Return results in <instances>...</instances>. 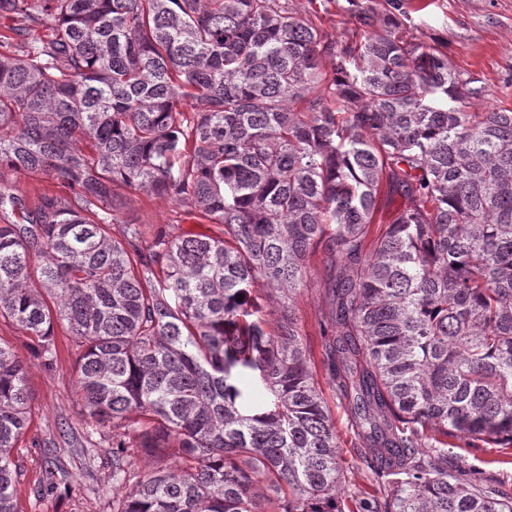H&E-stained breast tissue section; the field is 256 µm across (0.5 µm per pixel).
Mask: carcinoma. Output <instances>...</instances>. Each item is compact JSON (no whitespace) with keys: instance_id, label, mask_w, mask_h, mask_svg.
<instances>
[{"instance_id":"carcinoma-1","label":"carcinoma","mask_w":512,"mask_h":512,"mask_svg":"<svg viewBox=\"0 0 512 512\" xmlns=\"http://www.w3.org/2000/svg\"><path fill=\"white\" fill-rule=\"evenodd\" d=\"M390 7L338 49L288 0H0L47 30L0 36V318L48 363L57 327L81 341L112 512H512L448 464L512 448V110L466 111L484 84ZM19 171L65 194L30 207ZM383 187L404 204L371 239ZM129 189L221 234L147 239ZM318 253L375 486L352 510L297 309ZM30 401L0 341V512Z\"/></svg>"}]
</instances>
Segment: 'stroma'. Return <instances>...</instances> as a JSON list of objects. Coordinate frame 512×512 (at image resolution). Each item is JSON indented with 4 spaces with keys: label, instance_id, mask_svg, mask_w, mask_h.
Masks as SVG:
<instances>
[{
    "label": "stroma",
    "instance_id": "stroma-1",
    "mask_svg": "<svg viewBox=\"0 0 512 512\" xmlns=\"http://www.w3.org/2000/svg\"><path fill=\"white\" fill-rule=\"evenodd\" d=\"M299 15H316L321 32L344 43L360 24L355 8L376 14L388 11L387 0H288ZM402 22L425 44L445 46L455 68L483 80L485 106L512 109V0H403ZM131 204L121 213L146 229L165 228L216 235V225L196 218L192 209L162 201L139 190L129 191ZM326 270L321 257H313L308 287L298 299L299 315L313 349H320L319 320L329 312L325 298ZM0 341L10 345L29 366L33 395L30 425L18 442L14 456L23 469L17 486L21 512H112V456L110 428L94 438L86 436V410L80 398L75 362L79 346L65 329H57L58 360L45 365L36 354L37 342L9 321L0 319ZM315 380L330 409L339 437V451L348 478V491L363 496L372 483L351 443L349 413L336 396L324 367ZM58 471V488L35 496L34 488L46 469Z\"/></svg>",
    "mask_w": 512,
    "mask_h": 512
}]
</instances>
